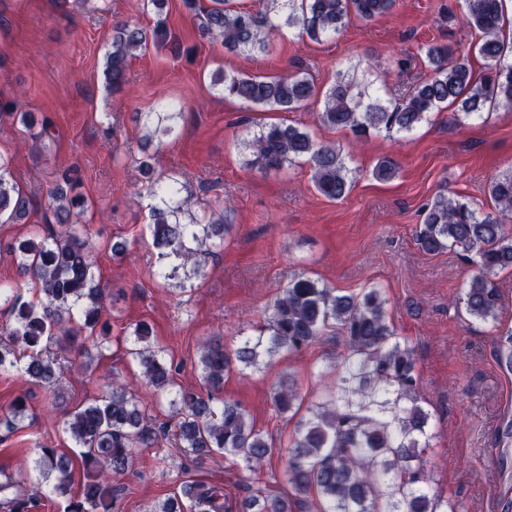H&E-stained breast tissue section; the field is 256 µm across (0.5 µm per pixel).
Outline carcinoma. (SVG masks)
Returning a JSON list of instances; mask_svg holds the SVG:
<instances>
[{
  "label": "carcinoma",
  "instance_id": "cac0c4a2",
  "mask_svg": "<svg viewBox=\"0 0 512 512\" xmlns=\"http://www.w3.org/2000/svg\"><path fill=\"white\" fill-rule=\"evenodd\" d=\"M156 20L147 29L124 21L112 28L105 53L104 76L112 90L128 83L129 61L148 41L166 42L173 54L181 44L167 28L166 0H148ZM198 17L202 36L221 41L225 50L239 54L269 51L272 37L288 29L313 42L335 37L353 18L369 20L389 13L396 0H270L264 11H249L233 0H184ZM466 24L481 34L475 51L483 60L477 72L470 52L446 43L422 50L427 73L418 78L403 98L372 95L347 74L323 93L301 71L272 78L222 71L214 84L224 97L247 107L294 112L321 102L319 121L346 130L361 141L371 134L410 133L430 114L452 109L462 122L499 107L512 108V42L505 40L504 0H468ZM177 112H151L146 116L147 141L171 135ZM21 125L35 142L51 136L43 121L33 131L28 112H1L4 124ZM247 165L264 172H279L306 162L316 190L329 200L344 198L352 188L355 170L347 165L341 146L316 140L297 126L269 123L260 126L245 144ZM13 158L0 154V223L15 222L29 212L30 199L13 181ZM143 186L154 197L150 226L157 258L167 262L159 272L184 288L205 276L210 247L224 244L231 225L224 212L192 209V195L173 177L167 183L154 178L151 156L139 161ZM397 163L384 157L373 176L390 181ZM78 182L71 168L60 171L45 214L47 227L29 238L8 245L17 265L36 286L28 299L17 288L0 284V307L9 318L0 324V375L18 373L36 386L58 381L62 357L51 350L59 337L74 344L85 337L102 342L111 325L102 319L105 289L96 278V257L90 232L83 224L85 201L71 195ZM486 191L494 210L480 212L462 197L446 193L432 197L423 209L416 231L421 251L439 255L456 249L477 266L464 296L465 313L497 327L502 294L495 277L512 269V170L490 178ZM335 329L346 355L336 374L323 380L321 397L310 415L296 422L288 446L283 476L288 495L250 488L239 512H458V505L434 497V480L424 454L434 432L431 414L423 406L413 351L402 343L387 320L380 289L341 293L317 279L298 277L274 299L263 323L244 336L232 353L207 339L195 366L206 395L173 392L176 367L164 351L151 344L152 331L138 322L128 331L127 355L140 368L144 383L169 400L175 419L151 424L146 411L126 384L114 376L105 380L101 394L61 419L74 454L55 448L35 449L33 471L39 485L64 499L58 512H112L116 488L112 480L132 468L136 450L154 448L167 432L179 447L197 458L221 455L239 461L248 472L245 484L271 460L279 448L250 421L247 412L223 396L224 376L233 366L259 369L282 352L297 353ZM497 359L512 370V330L498 336ZM272 404L280 416L294 412L301 396L290 379L273 388ZM27 409L15 399L0 419L7 430L18 428ZM81 466L84 481L71 494V473ZM25 479L10 476L0 482V512H31L33 497ZM149 512H225L224 490L185 480L180 492L155 504Z\"/></svg>",
  "mask_w": 512,
  "mask_h": 512
}]
</instances>
